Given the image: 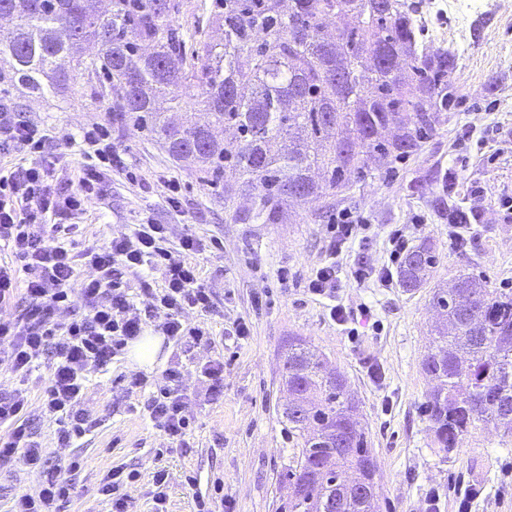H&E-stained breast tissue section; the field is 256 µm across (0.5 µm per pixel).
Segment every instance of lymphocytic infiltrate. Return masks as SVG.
<instances>
[{
  "instance_id": "obj_1",
  "label": "lymphocytic infiltrate",
  "mask_w": 512,
  "mask_h": 512,
  "mask_svg": "<svg viewBox=\"0 0 512 512\" xmlns=\"http://www.w3.org/2000/svg\"><path fill=\"white\" fill-rule=\"evenodd\" d=\"M41 137L36 126L14 121L9 103L0 102V148L32 152L33 159L21 172L0 175V245L9 249L14 263L0 262V307L24 293V314L0 318V363H7L19 379L30 374L33 364L50 356L51 378L42 402L44 415L59 423L58 440L70 444L81 438L92 422L79 404L90 372L106 368L129 341L142 336L148 319L159 321V331L168 338L192 345L209 340L204 326L190 322L187 310H209L211 296L199 282L192 255L203 249L201 240L185 235L179 248L167 247V227L151 221L132 233L112 238L102 249L89 247L74 252L63 242L48 244V217L81 212L88 196L97 194L112 168L120 166L105 130L83 133L80 148L85 163L74 193L52 191L49 169L38 157ZM370 224L350 211L339 213L333 224L329 249L335 255L353 242H367ZM92 273L78 278L79 265ZM145 266L164 270L162 287L142 282L140 291L149 300L145 309L134 306L123 273ZM67 321H60V314ZM165 386L147 404L155 425L170 439L183 440L189 427L186 396L178 384L179 368L163 374ZM29 399L16 388L0 393V425L9 424L6 440H0V461L22 454L27 468L39 474L37 495L13 499L11 512H60L70 496L71 479L48 468L46 450L37 441L28 422Z\"/></svg>"
}]
</instances>
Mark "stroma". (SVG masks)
<instances>
[{"label": "stroma", "instance_id": "obj_1", "mask_svg": "<svg viewBox=\"0 0 512 512\" xmlns=\"http://www.w3.org/2000/svg\"><path fill=\"white\" fill-rule=\"evenodd\" d=\"M175 2L167 22L186 35L187 54L216 41L212 0ZM408 2L418 10L428 45L459 57L457 107L414 154L379 169L354 170L342 193L291 207L282 224L236 220L249 201L225 204L223 186L173 161L132 122H117L110 98L98 92L99 76H81L63 94L37 98L0 68V96L9 99L14 119L38 126L44 136L41 151L54 163L52 187L76 190L84 160L73 141L92 125L107 129L124 161L82 213L64 216L73 226L74 250L106 247L147 218L167 225L169 247L188 233L206 246L195 261L212 307L188 317L207 328L210 343L188 349L163 339L153 366L142 370L147 385L134 392L127 389L131 364L126 354L117 355L107 370L92 375L83 399L95 428L68 447L57 442L56 421L40 411L48 362L26 381L29 423L51 465H81L63 512H109L98 487L115 466L139 474L125 489L128 512H153L158 470L168 475L167 512H212L220 504L226 512H282L288 496L282 476L296 446L281 416L284 361L289 341L298 338L319 352L327 369L348 378L378 470L380 512H427L435 495L441 512H458L472 486L483 490L472 512H512V436L481 423L454 452L442 454L424 415L432 383L422 370L437 320L435 289L464 273L486 278L493 288H512V0H462L455 14L448 0ZM172 182L176 209L167 202ZM454 204L477 215L463 248L448 240ZM341 210L364 214L374 226L367 244L352 245L335 259L343 325L330 317L327 299L308 291L310 277L330 258L327 226ZM395 229L411 246L431 244L438 256L422 288L384 286L376 277L389 262L386 239ZM360 267L369 272L361 283L352 277ZM242 321L249 327L245 336L235 333ZM218 353L224 356V392L210 400L200 370ZM371 363L382 368L383 383L368 376ZM173 366L181 369L182 389L191 398V424L181 445L144 412L163 371ZM38 487V476L19 461L1 466L0 512H8L14 494Z\"/></svg>", "mask_w": 512, "mask_h": 512}]
</instances>
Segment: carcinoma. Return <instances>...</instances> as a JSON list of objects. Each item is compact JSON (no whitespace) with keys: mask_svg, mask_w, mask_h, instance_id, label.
<instances>
[{"mask_svg":"<svg viewBox=\"0 0 512 512\" xmlns=\"http://www.w3.org/2000/svg\"><path fill=\"white\" fill-rule=\"evenodd\" d=\"M0 0L15 20L6 37L12 78L38 95L64 91L74 73L101 72V89L120 91L113 111L224 181V205L248 195L241 221L281 224L296 195L345 184L366 161L402 159L455 107L457 55L432 52L405 0H214L224 33L189 62L183 34L166 24L172 0ZM352 14L328 40V21ZM101 43L99 62L81 45ZM187 82L202 90L189 106ZM437 263L420 245L402 258L398 282L422 287ZM433 303L444 317L422 368L434 382L426 405L442 451L478 422L512 434V288L460 275ZM283 417L303 439L286 478L288 512H378V503L345 490L342 477L375 487V467L341 373L327 375L303 340L285 354Z\"/></svg>","mask_w":512,"mask_h":512,"instance_id":"1","label":"carcinoma"}]
</instances>
